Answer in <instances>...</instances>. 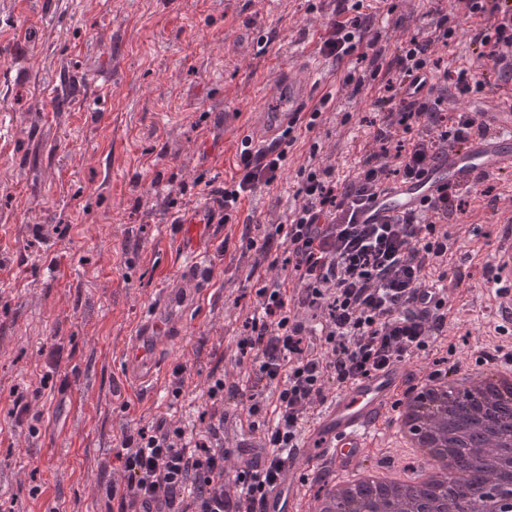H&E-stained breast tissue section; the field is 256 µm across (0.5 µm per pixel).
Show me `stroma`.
<instances>
[{"instance_id": "1", "label": "stroma", "mask_w": 512, "mask_h": 512, "mask_svg": "<svg viewBox=\"0 0 512 512\" xmlns=\"http://www.w3.org/2000/svg\"><path fill=\"white\" fill-rule=\"evenodd\" d=\"M433 6L398 7L378 25L381 45L429 29ZM329 19L308 0H0V505L117 512L106 489L123 434L159 416L202 429L211 376L248 372L236 342L256 278L276 273L242 243L241 220L285 222L310 144L341 177L373 132L372 67L322 56ZM295 57L323 67L334 99L316 130L297 129L274 186L217 228L214 299L184 313L185 336L165 344L160 393L136 389L123 349L146 305L178 279L172 221L217 198L237 170L225 123L253 109ZM462 207L474 238L448 246L471 253L477 290L496 226L480 222L470 198ZM485 348L512 351V338L494 333L490 314L465 317L429 363L471 365ZM19 396L30 406L23 420L12 412Z\"/></svg>"}]
</instances>
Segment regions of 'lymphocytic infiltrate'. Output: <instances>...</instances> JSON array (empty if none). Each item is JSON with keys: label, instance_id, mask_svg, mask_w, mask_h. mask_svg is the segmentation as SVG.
<instances>
[{"label": "lymphocytic infiltrate", "instance_id": "f902f5d3", "mask_svg": "<svg viewBox=\"0 0 512 512\" xmlns=\"http://www.w3.org/2000/svg\"><path fill=\"white\" fill-rule=\"evenodd\" d=\"M365 0H336L320 50L335 62L372 58L381 82L374 101L373 141L351 179L336 178L334 166L316 164L318 144L298 170L295 206L283 224H273L262 238L247 237L270 267L288 268L286 277L259 280L256 307L238 342L241 357L255 356L257 369L246 386L211 378L206 395L211 421L204 431L187 434L167 418L123 435L116 456L122 462L123 488L118 512L134 498L164 500L172 512H253L256 492L279 471L270 462L264 474L242 470L234 508L224 505V406L248 402L253 427H265L266 444L286 448L296 436L303 414L327 383L344 384L369 375L411 351L425 349L432 331L428 311L410 310L426 278L448 250L442 225L458 210L461 190L446 185L432 208L434 222L414 215L394 216L381 224H360L356 214L382 181L421 176L429 161L448 146L463 143L475 127L470 112L448 109V94L482 92L492 83L512 79L500 69V46H512V0H460L465 16L481 18L469 41L474 68L441 69L435 45L447 44L456 22L440 14L430 30L401 41L393 54L378 48L371 30L373 14ZM422 75L430 86L422 95L404 88L408 77ZM297 137L285 130L267 149L252 151L242 140L239 174L221 191L231 221L242 198L273 185ZM320 310L322 350L310 354L303 345L302 310Z\"/></svg>", "mask_w": 512, "mask_h": 512}]
</instances>
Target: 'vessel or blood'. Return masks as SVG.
<instances>
[{
    "label": "vessel or blood",
    "mask_w": 512,
    "mask_h": 512,
    "mask_svg": "<svg viewBox=\"0 0 512 512\" xmlns=\"http://www.w3.org/2000/svg\"><path fill=\"white\" fill-rule=\"evenodd\" d=\"M318 78V73L288 62L282 68L276 93L261 96L258 110L249 113V125L264 126L270 136H277L310 110L309 90ZM477 125V132L467 142L448 147L420 178L380 183L360 221L378 224L401 213L429 221L433 218L429 205L445 184L466 189L483 179L497 180L501 186L497 199L478 205L484 218L498 225L495 259L488 265L489 281L483 293L500 332L511 335L512 277L501 276L496 259L512 253V93L494 97L489 109L479 113ZM221 215L217 203L205 202L180 219L174 243L186 263L177 286L151 302L128 340L124 363L132 384L154 385L161 369L162 340L182 335L181 312L207 302L211 290L204 282L207 272L202 260L208 249L207 237L215 232ZM454 267L455 274L432 294L445 308L459 305L468 316H475L473 303L464 298V280L458 275L464 264L458 261ZM424 361V356L415 355L368 377L327 386L307 410L292 448L278 459L279 476L257 499L255 512H303V492L312 479L332 472L340 474L369 460L373 441L384 429L397 400L419 380ZM251 422L242 407L224 414L225 460L233 470L246 467L262 471L273 459Z\"/></svg>",
    "instance_id": "b4317fda"
}]
</instances>
